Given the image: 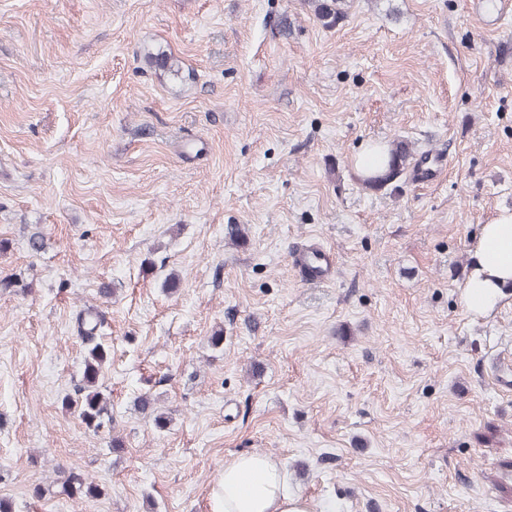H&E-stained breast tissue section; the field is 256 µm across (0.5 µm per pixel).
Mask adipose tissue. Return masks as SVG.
Wrapping results in <instances>:
<instances>
[{"label":"adipose tissue","mask_w":512,"mask_h":512,"mask_svg":"<svg viewBox=\"0 0 512 512\" xmlns=\"http://www.w3.org/2000/svg\"><path fill=\"white\" fill-rule=\"evenodd\" d=\"M512 286V211L483 225L464 286L465 306L493 309ZM214 512H314L307 498L292 492L283 469L265 453H241L224 465L213 494Z\"/></svg>","instance_id":"1"}]
</instances>
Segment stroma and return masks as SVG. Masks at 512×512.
Masks as SVG:
<instances>
[{
    "label": "stroma",
    "instance_id": "obj_1",
    "mask_svg": "<svg viewBox=\"0 0 512 512\" xmlns=\"http://www.w3.org/2000/svg\"><path fill=\"white\" fill-rule=\"evenodd\" d=\"M510 47L512 0H354L333 29L300 0H0V496L212 512L231 455L262 452L316 512H512V293L461 300L512 210ZM395 138L445 176L362 189L357 161ZM302 243L334 251L330 282L296 276ZM89 307L111 349L96 434L61 404ZM60 467L101 496L62 495ZM147 59L150 65L163 74L171 75L178 78L183 69V61L180 57L165 50L157 52H148Z\"/></svg>",
    "mask_w": 512,
    "mask_h": 512
}]
</instances>
